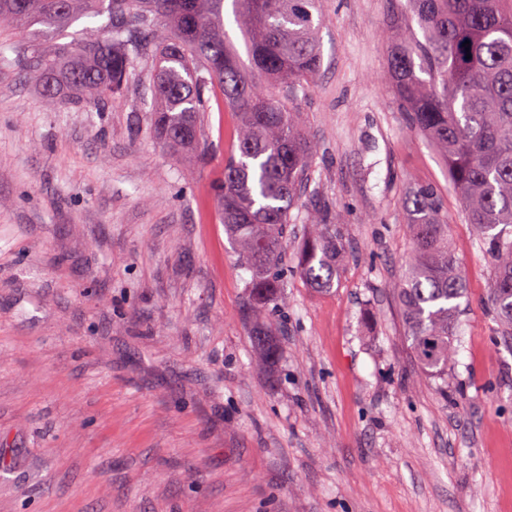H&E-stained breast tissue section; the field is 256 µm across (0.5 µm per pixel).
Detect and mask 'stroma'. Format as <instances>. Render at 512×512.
I'll use <instances>...</instances> for the list:
<instances>
[{
    "mask_svg": "<svg viewBox=\"0 0 512 512\" xmlns=\"http://www.w3.org/2000/svg\"><path fill=\"white\" fill-rule=\"evenodd\" d=\"M397 8L324 2L322 68L297 92L318 153L270 369L252 359L250 274L212 193L233 114L204 112L208 164L173 158L153 133L150 57L99 111L45 97L16 53L95 19L0 36V512H512L493 263L387 77ZM418 187L447 208L469 288L444 381L420 370L392 291ZM319 202L350 251L326 293L293 253Z\"/></svg>",
    "mask_w": 512,
    "mask_h": 512,
    "instance_id": "1",
    "label": "stroma"
}]
</instances>
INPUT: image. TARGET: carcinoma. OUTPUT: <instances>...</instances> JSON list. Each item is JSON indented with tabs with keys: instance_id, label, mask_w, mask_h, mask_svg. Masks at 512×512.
<instances>
[{
	"instance_id": "1",
	"label": "carcinoma",
	"mask_w": 512,
	"mask_h": 512,
	"mask_svg": "<svg viewBox=\"0 0 512 512\" xmlns=\"http://www.w3.org/2000/svg\"><path fill=\"white\" fill-rule=\"evenodd\" d=\"M236 5L250 80L224 42V0H0V29L60 28L79 16L106 17L67 45L32 50L30 69L46 97L103 109L123 97L136 57L152 54L154 133L174 157L204 161L200 113L211 99L236 112L235 151L213 192L224 229L250 271L247 317L257 358L270 366L280 348L265 316L282 300L284 234L317 153L301 109L271 86L303 88L319 71L321 0ZM411 18L423 38L415 36ZM388 39L397 101L448 166L468 224L492 256L487 301L499 337L511 344L512 0H406ZM467 40L468 49L462 47ZM405 207L413 251L394 292L417 362L446 381L466 283L448 246V213L437 194L418 189ZM308 219L299 270L311 288L327 292L346 258L339 215L323 205Z\"/></svg>"
}]
</instances>
